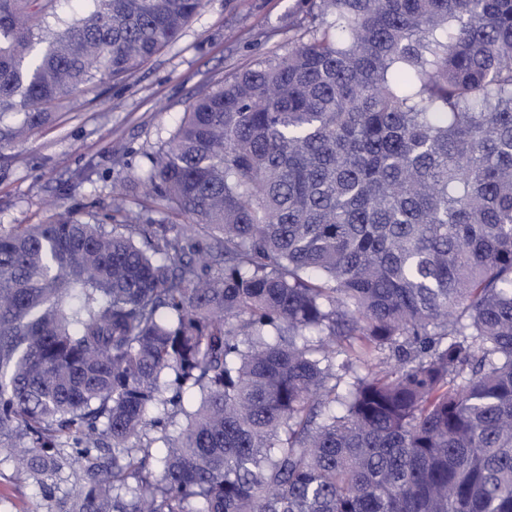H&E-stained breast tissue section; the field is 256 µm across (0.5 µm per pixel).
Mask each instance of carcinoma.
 <instances>
[{
    "mask_svg": "<svg viewBox=\"0 0 512 512\" xmlns=\"http://www.w3.org/2000/svg\"><path fill=\"white\" fill-rule=\"evenodd\" d=\"M61 2L0 0L1 149L204 6ZM291 44L193 101L150 204L0 229L30 512H512V0H312Z\"/></svg>",
    "mask_w": 512,
    "mask_h": 512,
    "instance_id": "carcinoma-1",
    "label": "carcinoma"
}]
</instances>
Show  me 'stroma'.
Masks as SVG:
<instances>
[{"label": "stroma", "instance_id": "35a3bbf8", "mask_svg": "<svg viewBox=\"0 0 512 512\" xmlns=\"http://www.w3.org/2000/svg\"><path fill=\"white\" fill-rule=\"evenodd\" d=\"M310 0H205L181 36L122 82L89 86L28 139L0 149V228L41 224L51 203L102 217L121 175H144L200 90L287 55ZM40 494L0 463V512H30Z\"/></svg>", "mask_w": 512, "mask_h": 512}]
</instances>
